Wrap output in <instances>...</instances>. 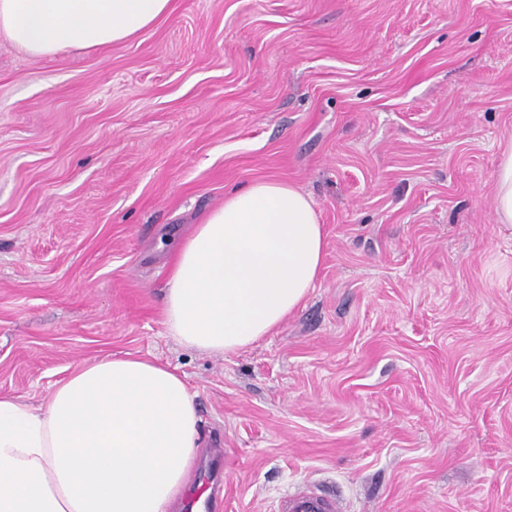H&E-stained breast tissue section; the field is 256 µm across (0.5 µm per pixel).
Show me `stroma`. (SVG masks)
I'll return each mask as SVG.
<instances>
[{"label": "stroma", "instance_id": "obj_1", "mask_svg": "<svg viewBox=\"0 0 512 512\" xmlns=\"http://www.w3.org/2000/svg\"><path fill=\"white\" fill-rule=\"evenodd\" d=\"M512 0H172L119 45L0 34V396L79 366L184 377L216 512H512ZM312 201L322 271L213 354L163 317L175 247L249 184ZM494 206L501 224H512V137L501 145L495 172ZM285 512H338L336 498L323 495L312 489H305L289 496L283 504Z\"/></svg>", "mask_w": 512, "mask_h": 512}]
</instances>
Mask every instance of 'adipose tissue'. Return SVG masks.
<instances>
[{
    "instance_id": "obj_1",
    "label": "adipose tissue",
    "mask_w": 512,
    "mask_h": 512,
    "mask_svg": "<svg viewBox=\"0 0 512 512\" xmlns=\"http://www.w3.org/2000/svg\"><path fill=\"white\" fill-rule=\"evenodd\" d=\"M171 0H0V33L36 57L119 45ZM497 220L512 224V139L495 172ZM325 234L310 199L278 181L232 192L175 252L165 325L179 344L246 348L307 298ZM184 379L130 357L79 368L45 403L0 396V512H173L201 453Z\"/></svg>"
}]
</instances>
